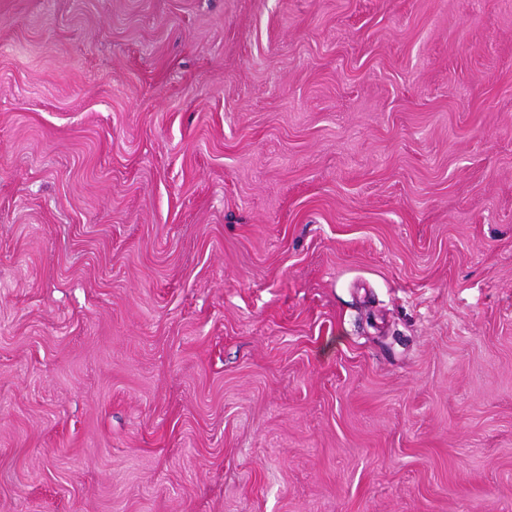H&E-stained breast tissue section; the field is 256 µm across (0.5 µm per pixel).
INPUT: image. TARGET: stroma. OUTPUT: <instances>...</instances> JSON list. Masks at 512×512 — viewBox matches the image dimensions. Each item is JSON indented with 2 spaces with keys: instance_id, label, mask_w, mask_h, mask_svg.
I'll return each instance as SVG.
<instances>
[{
  "instance_id": "1",
  "label": "stroma",
  "mask_w": 512,
  "mask_h": 512,
  "mask_svg": "<svg viewBox=\"0 0 512 512\" xmlns=\"http://www.w3.org/2000/svg\"><path fill=\"white\" fill-rule=\"evenodd\" d=\"M0 512H512V0H0Z\"/></svg>"
}]
</instances>
